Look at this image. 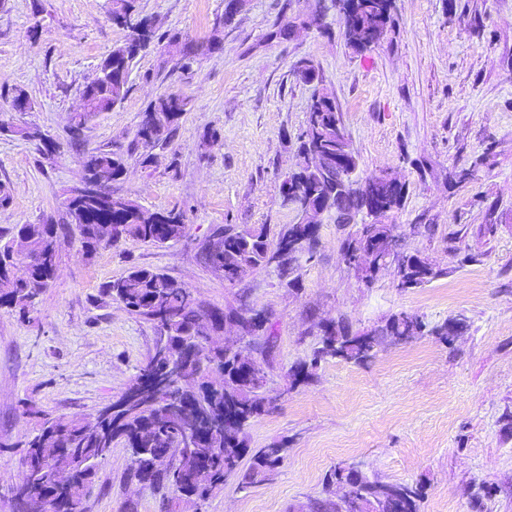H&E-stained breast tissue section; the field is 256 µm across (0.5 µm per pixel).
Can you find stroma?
Here are the masks:
<instances>
[{
  "label": "stroma",
  "mask_w": 512,
  "mask_h": 512,
  "mask_svg": "<svg viewBox=\"0 0 512 512\" xmlns=\"http://www.w3.org/2000/svg\"><path fill=\"white\" fill-rule=\"evenodd\" d=\"M138 3L158 39L136 57L126 99L90 114L76 137L83 87L129 36L109 19L112 0H0V116L44 135L0 132V235L69 223L65 200L96 150L124 160L113 194L182 213L189 226L172 246L126 242L89 257L63 232L56 277L30 320L0 311V512H19L9 488L25 468V435L46 417L93 418L150 358L158 329L102 292L134 265L183 282L203 305L270 318L262 366L274 403L247 436L253 448L286 443L287 457L269 481L227 480L202 512H316L324 475L341 463L422 485L421 512H512V0H396L385 36L363 54L347 46L335 0H244L224 28V0ZM174 35L202 53L184 63L167 46ZM305 63L319 84L300 78ZM319 86L336 100L358 176L405 182L386 221L400 253L440 269L426 285L401 287L394 262L361 281L340 251L355 227L330 216L298 287L260 268L230 282L204 264L216 228L294 223L280 186ZM18 90L27 111L12 109ZM170 92L186 110L165 144L145 146L142 114ZM462 170L471 178L451 186ZM400 312L466 326L449 342L427 334L386 345L361 365L329 359L292 383L320 323L362 334ZM129 465L114 443L87 512H164L160 494L127 481Z\"/></svg>",
  "instance_id": "stroma-1"
}]
</instances>
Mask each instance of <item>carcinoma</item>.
<instances>
[{
	"instance_id": "1",
	"label": "carcinoma",
	"mask_w": 512,
	"mask_h": 512,
	"mask_svg": "<svg viewBox=\"0 0 512 512\" xmlns=\"http://www.w3.org/2000/svg\"><path fill=\"white\" fill-rule=\"evenodd\" d=\"M358 14L345 28L347 45L356 52L370 50L384 36L391 22L392 0H358ZM112 23L128 28L135 19L142 32L137 40L116 46L99 64L100 75L86 86L84 110L109 112L122 102L129 91V74L139 52L156 37L150 18L141 15L138 0H112ZM186 103L177 93H166L150 102L138 125L137 138L154 146L167 139L185 111ZM342 124L334 97L323 89L314 92L308 106L305 127L323 133ZM315 149L336 151V138L320 141L300 135L298 155L306 157ZM84 169L95 177L101 170L107 182L125 173L121 157L95 151L88 154ZM373 177L357 179L350 175L347 184L336 180V173L322 171L304 163L281 184V194L294 189L284 203L295 212V220L303 219L304 206L325 207L338 215L339 223L360 219L359 233L341 244L344 259L349 261L350 247L360 258L371 253L374 244L363 238L368 230L366 219L373 210L371 201L380 200L388 209L401 207L405 185L379 189ZM67 210L80 236L83 254L91 255L101 246L121 241H138L158 245L175 244L188 233L179 212H151L137 202L118 195L103 205L89 197L68 200ZM298 228L285 224L278 233L276 245L268 242L265 226H252L232 234L215 232L217 239L203 250L205 262L233 281L243 272L256 268L276 272L287 279L286 286L299 282L296 268L288 264V255H279L286 238ZM54 224H18L12 236L0 243V309L15 312L23 320L33 312L42 290L48 287L57 271ZM402 284L419 288L439 276L435 268L416 255H406L400 264ZM103 293L122 304L130 313L158 324L160 336L156 346L166 350V360L177 367V378L158 390L146 387L141 401L127 410L106 418L95 433L85 430L83 421L74 415H60L43 421L39 430L26 438L23 489L27 512H39V501L47 494L63 497L65 512L80 500L86 485L93 482L96 471L108 456L112 441L119 439L130 450L128 478L161 492L167 498L169 512H201L202 506L224 481L234 477L242 488L263 482L285 459L288 448L280 443L268 448H251L247 427L268 412L272 401L257 386L256 375L261 365L238 352L212 351L207 348L209 336L240 313L218 307L205 308L181 282L145 267L133 266L125 275L109 282ZM424 322L416 315L401 312L391 316L374 330L353 334L342 323L330 322L321 329V338L310 364L291 374L292 383L307 381L313 368L327 358L363 363L374 352L409 335L423 334ZM195 423L202 431L191 448H173L171 440L177 432ZM247 468H240L244 457ZM71 480L59 486V476ZM342 483L353 489L365 512H420L422 487L409 483L387 482L370 478L354 466L338 465L323 479V490Z\"/></svg>"
}]
</instances>
